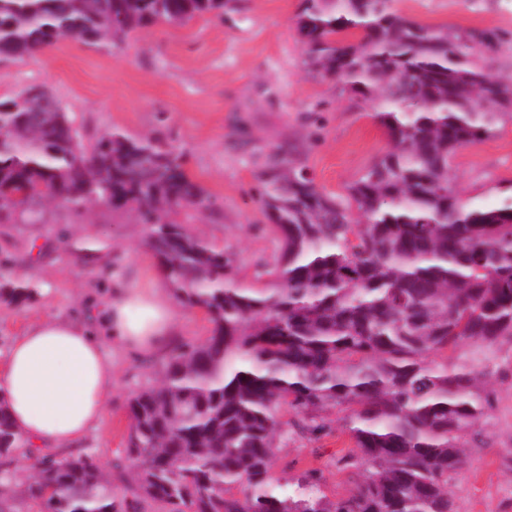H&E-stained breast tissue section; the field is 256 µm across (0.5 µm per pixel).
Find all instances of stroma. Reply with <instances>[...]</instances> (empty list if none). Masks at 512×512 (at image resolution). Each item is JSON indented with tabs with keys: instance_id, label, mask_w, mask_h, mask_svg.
Segmentation results:
<instances>
[{
	"instance_id": "stroma-1",
	"label": "stroma",
	"mask_w": 512,
	"mask_h": 512,
	"mask_svg": "<svg viewBox=\"0 0 512 512\" xmlns=\"http://www.w3.org/2000/svg\"><path fill=\"white\" fill-rule=\"evenodd\" d=\"M300 4L228 0L223 17L150 24L110 52L65 40L39 60L0 62V99L43 84L90 132L152 135L182 150L187 171L211 196L210 210L190 220L188 231L231 253L250 281L275 253L264 230L255 157L290 146L319 187L342 194L389 147L369 103L306 67L294 24ZM395 7L426 24L504 32L505 43L487 69L495 78L512 75V0H396ZM453 176L459 198L470 206H495L506 197L512 114L500 120L494 137L457 152ZM145 233V225L102 205L80 215L57 206L51 224H0V270L26 273L42 289L32 302H0V358L29 324L81 316L112 275L135 276L148 253ZM164 359L161 352H114L111 409L82 449L111 474L120 497L130 475L129 402L154 384ZM481 368L490 405L449 490L458 512H512V341L501 340ZM345 415L340 407L326 411L324 434L289 429L278 436L275 476L314 468L329 498L352 494L361 473L336 465L341 451L353 446L342 428Z\"/></svg>"
}]
</instances>
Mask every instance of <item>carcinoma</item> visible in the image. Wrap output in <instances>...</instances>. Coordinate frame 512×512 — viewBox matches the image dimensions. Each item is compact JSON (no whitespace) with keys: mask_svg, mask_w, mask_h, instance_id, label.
<instances>
[{"mask_svg":"<svg viewBox=\"0 0 512 512\" xmlns=\"http://www.w3.org/2000/svg\"><path fill=\"white\" fill-rule=\"evenodd\" d=\"M224 15V0H0V60L29 61L67 39L114 48L154 23ZM295 27L305 64L374 105L390 147L345 197L320 189L292 150L261 158L258 198L277 251L261 286L233 256L189 232L210 197L183 155L151 135H89L45 86L0 100V224H47L54 206L96 203L146 224L144 246L175 298L210 330L180 346L156 386L129 403L131 498L87 458L43 454L9 476L42 512H456L448 479L465 462L488 397L463 359L512 339V196L460 203L451 163L512 112V79L485 61L498 30H455L398 12L394 0H302ZM39 295L6 280L8 304ZM346 406L364 469L356 490L328 499L315 469L272 475L281 412L303 432ZM27 439L0 396V459Z\"/></svg>","mask_w":512,"mask_h":512,"instance_id":"cac0c4a2","label":"carcinoma"}]
</instances>
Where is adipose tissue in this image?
Returning <instances> with one entry per match:
<instances>
[{"label": "adipose tissue", "instance_id": "ef3b65f1", "mask_svg": "<svg viewBox=\"0 0 512 512\" xmlns=\"http://www.w3.org/2000/svg\"><path fill=\"white\" fill-rule=\"evenodd\" d=\"M132 283L109 288L77 319L46 318L28 325L0 362V395L32 453L72 452L104 418L112 397L116 347L151 354L176 331L175 307L161 270L145 268Z\"/></svg>", "mask_w": 512, "mask_h": 512}]
</instances>
